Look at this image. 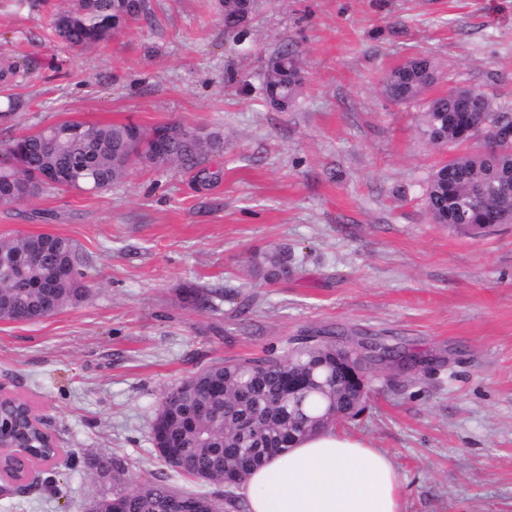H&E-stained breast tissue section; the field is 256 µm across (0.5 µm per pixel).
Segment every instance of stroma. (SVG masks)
<instances>
[{
	"label": "stroma",
	"instance_id": "35a3bbf8",
	"mask_svg": "<svg viewBox=\"0 0 512 512\" xmlns=\"http://www.w3.org/2000/svg\"><path fill=\"white\" fill-rule=\"evenodd\" d=\"M152 16L84 50L51 33L61 0H0V145L63 119L217 130L195 170L134 168L112 189H50L0 205V238L75 242L89 295L35 322L0 321V383L34 406L63 456L56 492L0 495V512H85L110 491L101 455L141 482L205 484L162 466L163 396L212 363L333 328L382 336L430 361L380 366L364 410L337 431L371 443L403 479V512H512V224L472 236L433 223V167L458 150L422 133V101L382 92L423 52L426 98L476 87L512 113V0H255L244 34L220 0H150ZM303 88L285 111L260 76L283 45ZM287 248L288 278L246 261ZM210 294L198 311L188 287Z\"/></svg>",
	"mask_w": 512,
	"mask_h": 512
}]
</instances>
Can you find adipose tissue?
Here are the masks:
<instances>
[{
  "instance_id": "adipose-tissue-1",
  "label": "adipose tissue",
  "mask_w": 512,
  "mask_h": 512,
  "mask_svg": "<svg viewBox=\"0 0 512 512\" xmlns=\"http://www.w3.org/2000/svg\"><path fill=\"white\" fill-rule=\"evenodd\" d=\"M244 487L248 512H403L390 457L333 428L255 467Z\"/></svg>"
}]
</instances>
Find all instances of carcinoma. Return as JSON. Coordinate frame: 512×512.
<instances>
[{"instance_id":"cac0c4a2","label":"carcinoma","mask_w":512,"mask_h":512,"mask_svg":"<svg viewBox=\"0 0 512 512\" xmlns=\"http://www.w3.org/2000/svg\"><path fill=\"white\" fill-rule=\"evenodd\" d=\"M224 28L238 25L231 16L251 10L247 0H221ZM150 17L149 0H70L54 15L53 34L70 47L90 48L107 42L132 23ZM435 66L424 54L415 55L391 69L383 80V92L397 103H411L434 83ZM302 76L293 50L284 45L273 55L261 78L266 102L286 110L295 101ZM509 120L476 88L451 89L430 99L422 113L423 134L436 146H460L477 135L493 136ZM80 136L71 134L75 125ZM221 134L202 132L180 124L151 129L128 123H88L64 120L14 139L0 150V199L28 201L46 186L39 173L46 164L80 172L79 185L108 189L141 167H194L205 154L219 149ZM512 195V148L487 149L458 154L438 165L428 181L426 205L436 224L464 229L469 224L492 228L512 221V209L503 206ZM37 251L38 268L28 281L51 275L56 266L69 265L77 245L68 237L40 233L0 239V320H16L23 309L34 317L50 318L80 302L90 291L81 267L63 273L45 288L16 291L13 279L25 256ZM251 271L269 281L283 278L286 260L272 249L248 260ZM318 345L308 350L287 347L282 353L237 358L211 364L187 378L162 398L151 434L163 430L181 448L185 467L179 472L209 486L211 492L193 493L173 488L161 479L138 482L124 489L125 512H169L179 499L185 512H224L236 507L233 489L262 461L277 456L301 439L349 418L364 408L365 399L348 382L347 372L366 377L371 362L356 346L335 339L333 329L319 330ZM331 383L322 391L303 390V415L292 412L282 395L288 378L303 380L308 374ZM253 421L254 432L238 431L241 418ZM12 426L26 431L30 448L45 451L42 434L22 416L8 415ZM241 448L252 453L244 456ZM105 476L127 472L124 460L104 456L95 461Z\"/></svg>"}]
</instances>
